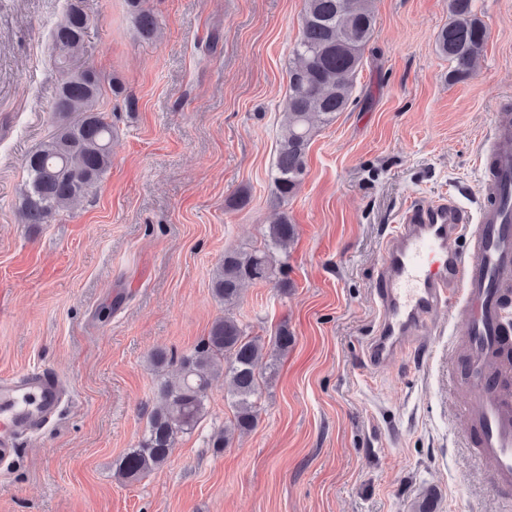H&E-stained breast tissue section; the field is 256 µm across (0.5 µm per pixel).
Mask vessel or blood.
I'll return each instance as SVG.
<instances>
[{
	"mask_svg": "<svg viewBox=\"0 0 512 512\" xmlns=\"http://www.w3.org/2000/svg\"><path fill=\"white\" fill-rule=\"evenodd\" d=\"M497 146L485 164L478 216L451 199L412 203L389 237L376 291L381 318L367 346L372 367L387 365L458 304L465 322L455 338L452 383L468 442L491 460L494 480L512 487V116L496 122ZM468 249H461V241ZM65 397L49 369L0 377V458L53 419Z\"/></svg>",
	"mask_w": 512,
	"mask_h": 512,
	"instance_id": "vessel-or-blood-1",
	"label": "vessel or blood"
}]
</instances>
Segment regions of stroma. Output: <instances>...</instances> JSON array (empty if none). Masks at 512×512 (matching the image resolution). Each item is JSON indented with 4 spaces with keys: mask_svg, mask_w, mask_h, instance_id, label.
Masks as SVG:
<instances>
[{
    "mask_svg": "<svg viewBox=\"0 0 512 512\" xmlns=\"http://www.w3.org/2000/svg\"><path fill=\"white\" fill-rule=\"evenodd\" d=\"M64 0H0V377L49 368L69 394L55 422L0 460V512H504L476 461L448 380L460 313L427 346L375 369L386 241L414 201L481 202L497 113H512V0H476L489 36L451 78L435 39L448 0H374L377 33L355 99L315 125L285 203L271 173L304 0H146L143 39L125 0H82L86 58L122 96L99 109L111 166L85 198L24 224L25 160L53 129L61 74L49 32ZM287 214L288 291L244 285L232 313L269 341L294 337L262 384L258 425L228 447L223 380L167 462L127 483L115 463L142 440L157 350L193 351L225 309L211 290L225 252L262 246Z\"/></svg>",
    "mask_w": 512,
    "mask_h": 512,
    "instance_id": "35a3bbf8",
    "label": "stroma"
}]
</instances>
